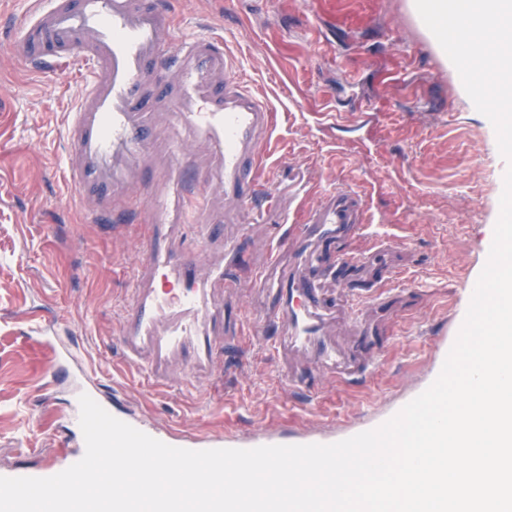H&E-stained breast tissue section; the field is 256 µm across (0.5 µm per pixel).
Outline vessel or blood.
Wrapping results in <instances>:
<instances>
[{
    "label": "vessel or blood",
    "mask_w": 512,
    "mask_h": 512,
    "mask_svg": "<svg viewBox=\"0 0 512 512\" xmlns=\"http://www.w3.org/2000/svg\"><path fill=\"white\" fill-rule=\"evenodd\" d=\"M175 9L169 0H30V9L9 41L13 56L42 74L56 72L74 52L91 70L79 102L66 116L64 176L90 221L123 211L133 192L152 181V193L138 210L144 226L132 294L115 339L125 362L144 369L155 385L171 379L178 364L196 378L211 376L225 345L224 299L237 282L226 269L237 258L241 240H226L215 252L183 250L177 239L185 225L207 223L213 197L237 200L242 211L266 209L279 217L269 237L264 267L254 285L271 291L268 321L284 337L275 350L304 374L353 377L367 372L384 346L381 332L363 314L364 296L338 293L343 272L378 289L383 305L393 276L394 241L370 255L355 257L344 245L362 233V198L342 184L322 189L303 221L290 223L292 204L308 192L301 168L263 163L275 136L274 109L251 84L230 51L220 24L205 22L202 32L173 41ZM191 128L212 160L197 172L199 188L185 189L179 155L151 175L147 158L158 144ZM345 313L351 335L341 342L328 335L326 322ZM27 362L45 402H53L62 361L73 352L38 331L12 339ZM133 427L175 447L190 450L250 449L283 444L277 435L261 439H221L197 434L183 439L139 418ZM55 459L38 469L9 467L7 477H49L61 472Z\"/></svg>",
    "instance_id": "obj_1"
}]
</instances>
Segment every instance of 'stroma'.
I'll return each mask as SVG.
<instances>
[{"label":"stroma","instance_id":"35a3bbf8","mask_svg":"<svg viewBox=\"0 0 512 512\" xmlns=\"http://www.w3.org/2000/svg\"><path fill=\"white\" fill-rule=\"evenodd\" d=\"M176 37L222 19L252 84L276 105L278 153L308 168L319 187L340 180L365 201L370 230L354 255L395 238L406 256L388 284L397 302L380 311L388 343L378 367L355 379L290 381L262 327L270 302L253 289L262 240L276 216L251 227L238 265L229 324L252 327L225 348L211 378L177 366L170 387H149L114 344L138 259L137 211L123 222L88 223L64 175V115L90 64L70 58L37 76L0 52V332L49 317L78 349L86 384L113 410L187 433L249 438L299 435L311 425L347 430L425 388L436 344L455 340L489 254L506 162L494 128L476 110L457 71L415 14L411 0H374L351 20L323 0H178ZM78 378L64 375L45 404L12 345L0 341V468L59 455L56 437Z\"/></svg>","mask_w":512,"mask_h":512}]
</instances>
